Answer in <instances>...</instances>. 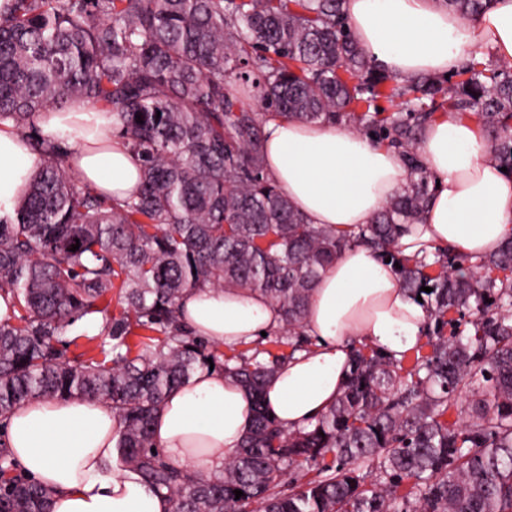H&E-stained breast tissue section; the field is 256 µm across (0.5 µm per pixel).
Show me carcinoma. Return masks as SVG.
<instances>
[{"instance_id":"obj_1","label":"carcinoma","mask_w":512,"mask_h":512,"mask_svg":"<svg viewBox=\"0 0 512 512\" xmlns=\"http://www.w3.org/2000/svg\"><path fill=\"white\" fill-rule=\"evenodd\" d=\"M443 2L473 20L491 0ZM341 3L14 0L0 18V121L29 133L45 163L0 216V292L13 302L0 320V418L44 396L105 400L121 462L181 512H512V239L478 263L392 252L432 196L419 142L434 112L473 114L512 171V66L475 57L453 76L398 83L361 51ZM75 100L112 108L140 161L120 203L36 135V113ZM274 119L375 134L401 154L403 189L352 234L307 223L265 170ZM352 243L399 262L403 286L426 297L430 352L393 362L355 349L335 405L288 433L263 386L308 348L313 286ZM200 285L268 297L290 351L226 355L184 332L178 300ZM114 291L123 311L101 330L109 341L63 360L68 327L108 313ZM210 367L250 393L254 421L220 472L195 477L154 449L151 425L169 392ZM15 468L0 448V512H49L47 491Z\"/></svg>"}]
</instances>
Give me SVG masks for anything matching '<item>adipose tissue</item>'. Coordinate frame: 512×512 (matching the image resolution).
Wrapping results in <instances>:
<instances>
[{
	"label": "adipose tissue",
	"instance_id": "ef3b65f1",
	"mask_svg": "<svg viewBox=\"0 0 512 512\" xmlns=\"http://www.w3.org/2000/svg\"><path fill=\"white\" fill-rule=\"evenodd\" d=\"M342 9L362 51L401 80L445 77L478 51L512 61V0H493L473 21L443 0H343ZM34 124L45 140L68 143L70 166L98 193L122 201L135 190L140 163L114 133L109 109L78 102L65 112L38 113ZM264 132L266 170L308 223L355 230L406 182L398 151L368 134L286 119L268 122ZM419 153L438 186L420 221L397 240L399 256L429 258L447 249L476 261L512 238V173L502 171L470 118L440 114L426 126ZM43 162L26 133L0 123V210L12 211ZM178 315L193 335L228 350L282 326L263 294L208 286L187 289ZM427 327L424 303L403 288L395 265L368 246H347L312 293L304 324L309 348L264 386L270 417L289 432L315 423L344 392L356 346L398 360L424 343ZM253 418L244 388L223 371L203 369L167 395L152 441L169 463L208 475L235 456ZM0 428L13 456L51 491V512H172L167 496L119 462L121 426L104 401L35 398Z\"/></svg>",
	"mask_w": 512,
	"mask_h": 512
}]
</instances>
